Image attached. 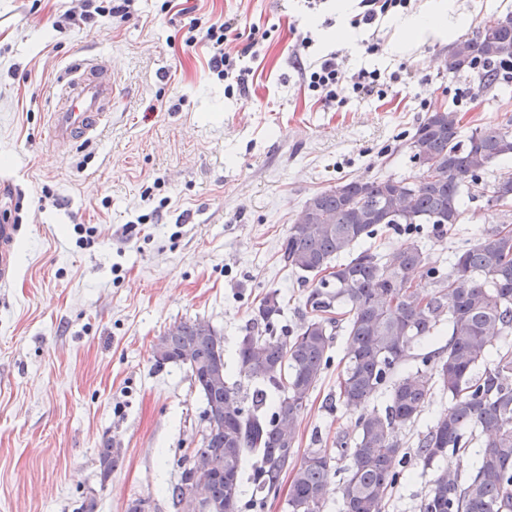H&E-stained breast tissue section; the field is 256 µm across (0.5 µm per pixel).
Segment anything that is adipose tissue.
<instances>
[{
	"instance_id": "adipose-tissue-1",
	"label": "adipose tissue",
	"mask_w": 512,
	"mask_h": 512,
	"mask_svg": "<svg viewBox=\"0 0 512 512\" xmlns=\"http://www.w3.org/2000/svg\"><path fill=\"white\" fill-rule=\"evenodd\" d=\"M465 23L456 0H425L419 10L392 18L389 53L403 56L427 40L448 41Z\"/></svg>"
}]
</instances>
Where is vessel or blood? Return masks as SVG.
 Segmentation results:
<instances>
[{
    "label": "vessel or blood",
    "instance_id": "b4317fda",
    "mask_svg": "<svg viewBox=\"0 0 512 512\" xmlns=\"http://www.w3.org/2000/svg\"><path fill=\"white\" fill-rule=\"evenodd\" d=\"M116 86L112 67L103 57H86L73 63L59 79L55 105L48 119L53 148L69 150L95 141L104 128L112 107ZM18 227L0 224V286L10 285L15 276L14 244Z\"/></svg>",
    "mask_w": 512,
    "mask_h": 512
}]
</instances>
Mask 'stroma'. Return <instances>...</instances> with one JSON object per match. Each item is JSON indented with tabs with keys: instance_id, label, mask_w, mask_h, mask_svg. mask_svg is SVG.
<instances>
[{
	"instance_id": "obj_1",
	"label": "stroma",
	"mask_w": 512,
	"mask_h": 512,
	"mask_svg": "<svg viewBox=\"0 0 512 512\" xmlns=\"http://www.w3.org/2000/svg\"><path fill=\"white\" fill-rule=\"evenodd\" d=\"M83 0H0V184L18 206L17 274L0 288V512H175L168 489L206 428L204 400L186 366H157L159 336L204 320L233 356L265 292H280L296 329L309 291L284 268L281 245L303 202L344 179L408 176L406 135L426 113L451 108L462 131L512 118V82L482 94L449 73L448 45L388 53V18L353 26L336 0H133L128 19L101 13L65 22ZM237 18L267 38L245 93L225 94L192 19ZM352 27L355 39H333ZM310 47H302L304 38ZM378 44L367 52L368 44ZM336 53L348 71L379 70L384 97L340 90L325 105L304 70ZM115 65L118 93L96 143L48 146L54 85L73 60ZM146 223H138V216ZM468 202L452 233L421 236L448 265L457 243L503 223ZM96 227L79 241L76 225ZM336 368L313 391L300 449L336 450L357 415L337 403ZM121 457L108 482L98 448ZM429 476L409 467L385 512H419Z\"/></svg>"
}]
</instances>
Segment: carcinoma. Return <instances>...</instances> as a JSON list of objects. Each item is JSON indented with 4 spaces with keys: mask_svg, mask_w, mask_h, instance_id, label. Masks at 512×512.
Here are the masks:
<instances>
[{
    "mask_svg": "<svg viewBox=\"0 0 512 512\" xmlns=\"http://www.w3.org/2000/svg\"><path fill=\"white\" fill-rule=\"evenodd\" d=\"M447 65L454 74L476 71L484 92L496 88L512 66V14L485 20L474 36L459 38ZM405 145L418 172L339 182L305 201L307 223L289 225L282 260L312 276L305 318L288 333L279 291L270 290L236 349L240 375L262 387L248 396L225 370L217 381L206 377L213 362L224 367L226 361L224 337L205 334V321L181 322L159 337L167 360L187 366L205 405L224 406V421L181 462L174 507L186 500V482L199 467L206 499L228 502L229 512H240L243 481L262 508L288 474V512H326L335 493L340 512H383L410 462L398 434L416 423L439 389L448 394V408L420 440L416 464L425 473L451 452L467 465L463 473L436 472L420 512H512V223L457 247L447 268L430 263L418 239L423 224L453 230L467 198L509 214L512 177L488 184L484 175L494 163L512 160V122L476 128L463 139L457 112H430ZM395 195L404 198L403 207H393ZM385 228L402 239L380 251L370 241ZM425 278L431 289L420 293L413 283ZM444 322L446 346L419 353ZM340 332L347 343L336 402L362 409L380 394L387 403L358 417L356 435L336 436L339 458L323 448L300 455L298 423ZM494 336L504 337L495 351ZM248 456L253 465L246 476ZM98 457L106 480L120 450L108 444Z\"/></svg>",
    "mask_w": 512,
    "mask_h": 512,
    "instance_id": "cac0c4a2",
    "label": "carcinoma"
}]
</instances>
